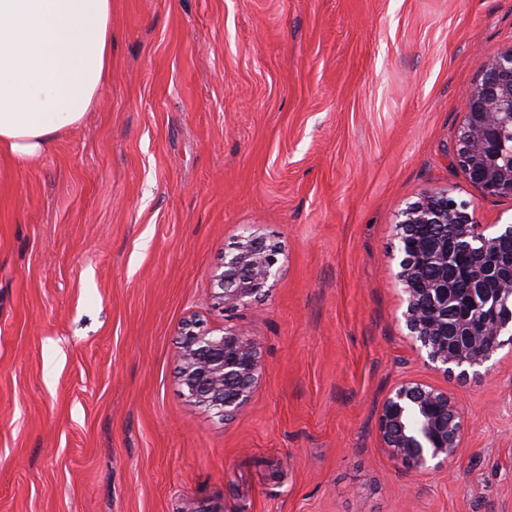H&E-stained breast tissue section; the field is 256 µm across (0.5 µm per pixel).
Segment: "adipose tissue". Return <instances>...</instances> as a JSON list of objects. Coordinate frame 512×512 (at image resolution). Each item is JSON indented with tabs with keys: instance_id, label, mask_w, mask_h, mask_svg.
<instances>
[{
	"instance_id": "obj_1",
	"label": "adipose tissue",
	"mask_w": 512,
	"mask_h": 512,
	"mask_svg": "<svg viewBox=\"0 0 512 512\" xmlns=\"http://www.w3.org/2000/svg\"><path fill=\"white\" fill-rule=\"evenodd\" d=\"M112 70V0H0V158L38 161Z\"/></svg>"
}]
</instances>
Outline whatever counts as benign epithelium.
<instances>
[{"mask_svg": "<svg viewBox=\"0 0 512 512\" xmlns=\"http://www.w3.org/2000/svg\"><path fill=\"white\" fill-rule=\"evenodd\" d=\"M481 72L463 99L454 157L484 193L511 197L512 165L491 159L502 151L503 128L512 122V48L481 63ZM395 239L403 318L415 350L446 375H480L499 348L512 345V224L487 235L467 204L445 192L425 193L402 212ZM276 255L253 232L224 253L215 292L221 312L267 295ZM461 255L480 273L459 272L454 260ZM427 266L436 267L435 276H425ZM177 355L188 399L224 420L248 404L263 371L256 339L225 330L215 335L195 323L183 327ZM378 430L383 448L408 468H437L461 448L463 414L448 392L409 380L386 397Z\"/></svg>", "mask_w": 512, "mask_h": 512, "instance_id": "obj_1", "label": "benign epithelium"}]
</instances>
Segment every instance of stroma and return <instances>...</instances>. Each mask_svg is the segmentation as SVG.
I'll return each instance as SVG.
<instances>
[{
    "instance_id": "1",
    "label": "stroma",
    "mask_w": 512,
    "mask_h": 512,
    "mask_svg": "<svg viewBox=\"0 0 512 512\" xmlns=\"http://www.w3.org/2000/svg\"><path fill=\"white\" fill-rule=\"evenodd\" d=\"M512 0H112V77L34 166L0 162V512H512V346L466 381L402 313L401 212L427 192L495 233L512 197L454 162ZM267 297L214 306L247 232ZM261 343L249 404L185 396L178 328ZM458 398V454L405 468L387 392Z\"/></svg>"
}]
</instances>
